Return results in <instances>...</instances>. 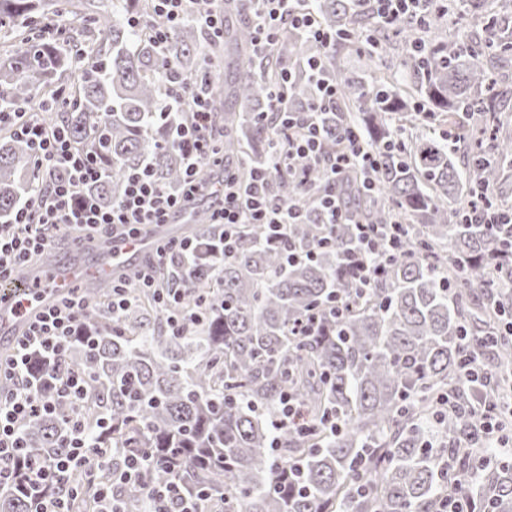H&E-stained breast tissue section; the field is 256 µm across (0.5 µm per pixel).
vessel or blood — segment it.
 Here are the masks:
<instances>
[{
	"label": "vessel or blood",
	"instance_id": "obj_1",
	"mask_svg": "<svg viewBox=\"0 0 512 512\" xmlns=\"http://www.w3.org/2000/svg\"><path fill=\"white\" fill-rule=\"evenodd\" d=\"M194 217L193 208L175 213L169 223L149 226L138 237L126 240L109 235L92 236L88 245L98 258L89 265L74 260L63 264L58 259H50L45 271L50 286L36 297H29L27 289H12V302L0 304V341L10 342L20 336L25 328L27 316H33L48 307L70 284L81 278L95 281L110 275L114 269L134 264L136 259L150 254L159 238L169 236L183 229Z\"/></svg>",
	"mask_w": 512,
	"mask_h": 512
}]
</instances>
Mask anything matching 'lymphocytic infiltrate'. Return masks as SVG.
I'll return each mask as SVG.
<instances>
[{"instance_id":"lymphocytic-infiltrate-1","label":"lymphocytic infiltrate","mask_w":512,"mask_h":512,"mask_svg":"<svg viewBox=\"0 0 512 512\" xmlns=\"http://www.w3.org/2000/svg\"><path fill=\"white\" fill-rule=\"evenodd\" d=\"M247 2L255 35L253 43L259 51L274 45L286 26L302 30L326 48L336 42L335 31L320 23L310 0ZM305 72L315 85V98L310 111L303 115L307 131L301 136H289L288 154L316 162L320 159L319 116L335 104L338 88L324 79L321 60H307ZM187 99L192 102L193 112L191 122L178 133L186 164L181 189H163L149 169L144 168L125 174L123 197L109 208L101 207L85 191L87 185L103 177V170L90 155L72 149L64 128L48 129L39 118L22 112H1L0 125L11 126L27 142L44 175V184L26 197L8 221L0 224V284L12 283L18 267L51 247L56 228L73 227L93 234L133 238L146 225L167 223L174 212L204 195L218 200L211 219L221 230L220 257L236 255L237 230L244 224L267 225L271 239L283 242L286 226L299 223L301 211L295 204L270 198L271 169H256L249 184L238 181L212 135V106L203 89L184 82L172 86L161 102L160 116H168ZM345 142L344 150L325 166L330 182L343 180L354 167L362 169L366 176H374L375 150L353 130L346 134ZM204 166L221 170L217 182L199 179L198 171ZM356 230L354 245L344 255L343 264L354 287L365 291L400 256L402 227L360 223ZM86 309L78 289L62 293L52 307L29 322L10 357L0 359V485L9 483L17 474L16 464L25 448L24 427L35 418L55 413L60 404H69L73 410L69 418L70 455L43 460L28 468L26 482L37 498L35 512H65L64 500L48 493V485L66 484L75 465L97 455L90 443L89 430L78 415L88 395L86 376L77 370L60 368L46 373L41 383L28 376L34 356L55 361L64 355L82 326Z\"/></svg>"}]
</instances>
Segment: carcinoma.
Instances as JSON below:
<instances>
[{
	"instance_id": "1",
	"label": "carcinoma",
	"mask_w": 512,
	"mask_h": 512,
	"mask_svg": "<svg viewBox=\"0 0 512 512\" xmlns=\"http://www.w3.org/2000/svg\"><path fill=\"white\" fill-rule=\"evenodd\" d=\"M312 8L338 33L335 48L287 27L271 53L256 55L251 26L243 23L229 33L236 58L226 85L219 64L201 70L200 58L215 44L202 24L173 28L160 52L152 0H0V112H39L46 123L63 124L73 147L96 155L106 171L91 190L102 204L120 200L131 169L149 168L166 190L180 187L183 160L174 141L186 115L157 116L174 80L204 78L214 99L224 87L234 98L214 126L242 178L253 166H273L271 142L282 137V122L261 113L289 70L319 56L339 87L334 110L321 116V159L338 153L349 128L379 152L372 189L348 177L336 194L361 223L404 225L402 255L374 287L355 293L341 265L354 226L320 223L317 193L328 182L324 166L309 162L306 185L284 169L270 189L305 209L285 240L316 248L313 259L287 263L283 249L267 244L264 225L246 224L237 254L222 261L212 248L216 229L201 212L188 229L199 239L191 264L157 270L160 287L181 292L184 310L206 299L202 320L188 318L175 332L155 294L138 288L130 308L112 320L104 315L112 280L81 286L90 306L85 327L96 342L72 341L64 366L89 378L82 416L103 462L92 474L72 472L77 495L69 512H96L103 486L127 512H143L147 489L168 482L185 495L204 493L220 512H443L448 487L460 477L479 489L477 508L512 512V464L484 460L474 439L482 414L473 411L474 383L464 367L491 351L495 371L482 389L512 375V339L486 342L512 317V244L464 220L468 198L460 194L466 180L471 194L488 190L487 211L504 209L495 187L502 159L512 157V137L486 133L500 111L493 68L508 61L512 35L488 23L480 45L465 47L446 35L456 4L429 0L425 24L374 35L358 51L368 81L336 60L357 51L354 36L372 26L367 8L353 0H314ZM61 11L81 26L40 27ZM422 41L430 54H413ZM312 97L296 75L288 108L304 111ZM412 113L424 123L467 128L462 158L434 133L394 138V123ZM41 178L27 144L0 132V218L8 219ZM322 238L329 242L320 248ZM338 301L343 315L327 316ZM314 312L324 316L322 332L291 335ZM288 390L303 408L306 432L271 426ZM442 392L453 395L456 411L436 422ZM70 415L62 404L30 423L26 454L67 452ZM132 453L154 464L141 482L124 483ZM361 479L370 487L366 496L356 493ZM35 507L21 483L0 486V512Z\"/></svg>"
}]
</instances>
